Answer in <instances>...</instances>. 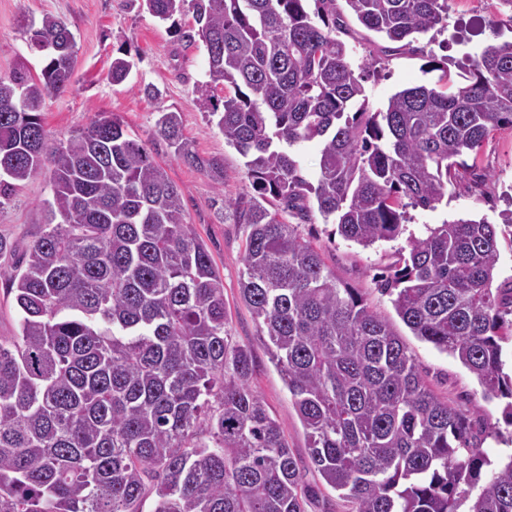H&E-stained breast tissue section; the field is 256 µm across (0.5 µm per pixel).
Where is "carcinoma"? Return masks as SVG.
<instances>
[{
	"instance_id": "cac0c4a2",
	"label": "carcinoma",
	"mask_w": 512,
	"mask_h": 512,
	"mask_svg": "<svg viewBox=\"0 0 512 512\" xmlns=\"http://www.w3.org/2000/svg\"><path fill=\"white\" fill-rule=\"evenodd\" d=\"M391 42L443 24L448 0H346ZM165 22L192 8L212 105L208 122L244 159L255 195L232 201L249 228L241 300L267 336L304 428L309 459L354 512H512V455L487 471L463 410L439 400L401 335L282 218L318 212L369 248L403 233L408 208L434 209L458 161L512 128V41L486 47L466 83L418 85L375 112L336 0H141ZM40 76H0V205L51 171L48 224L10 276L18 332L0 343V512H305L303 471L252 388L233 341L224 282L192 231L177 185L116 117L52 141L40 110L68 87L74 35L28 24ZM157 135L224 185L180 113ZM320 161L303 173L297 150ZM378 282L410 333L473 373L512 426V279L494 284L497 231L486 218L412 235Z\"/></svg>"
}]
</instances>
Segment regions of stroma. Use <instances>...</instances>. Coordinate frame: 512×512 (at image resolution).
<instances>
[{
  "mask_svg": "<svg viewBox=\"0 0 512 512\" xmlns=\"http://www.w3.org/2000/svg\"><path fill=\"white\" fill-rule=\"evenodd\" d=\"M501 10L499 0H449L444 29L430 31L413 45L405 46L366 30L345 0H336V34L350 48L354 65H366V102L376 111L384 108L395 92L437 84L443 75L451 83H461L466 59L477 58L487 46L512 38V28L502 23ZM46 14L67 22L75 37L76 55L66 91L45 99L42 118L46 129L53 139L63 140L98 115H111L151 148L178 186L186 219L206 244L224 281L231 334L253 354L252 386L280 421L289 448L305 464V512H351V503L307 466L304 428L270 359L265 338L239 297L247 230L245 225L235 223L225 204L249 199L254 189L242 157L210 125L208 109L195 91L197 82L205 78L206 54L199 45L183 47L177 35L178 29L194 27L192 14L177 16L175 23L169 24L150 15L140 0H0V75L10 74L22 62L27 63L32 75H39L43 56L32 45L27 25ZM116 57L133 63L128 79L119 84L112 83L108 76ZM161 107L180 112L183 134L200 157L223 159V187H216L205 170L176 158L157 136L156 112ZM50 194V175L44 170L22 183L12 199L0 205V241L9 247L8 255L0 258V340L5 342L18 331L8 275L46 223L41 202ZM509 207L512 129L505 128L486 138L475 167L463 171L437 209L412 210L404 235L395 240L365 249L344 240L335 225L324 223L317 214L297 227L298 234L312 242L337 278L359 289L371 310L392 322L434 393L451 406L475 410L474 429L482 433V448L494 462L512 454V444L503 441L504 436L512 434V427L504 421L501 403L485 401L477 379L458 360L412 336L398 319L390 297L379 290L377 280L395 261L398 251L406 247L408 235L422 236L427 226L472 215L487 217L496 224L500 250L496 278H512V227L499 218L500 211Z\"/></svg>",
  "mask_w": 512,
  "mask_h": 512,
  "instance_id": "1",
  "label": "stroma"
}]
</instances>
